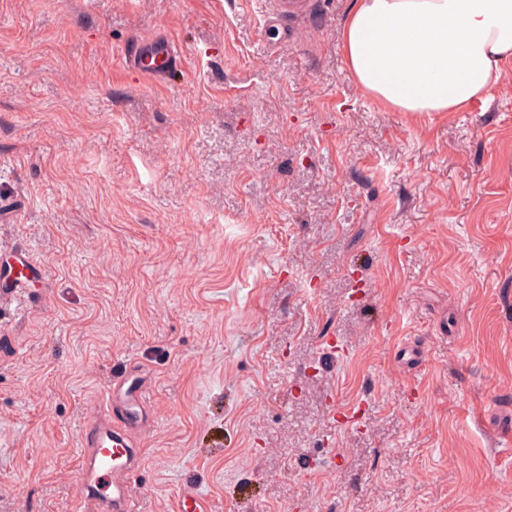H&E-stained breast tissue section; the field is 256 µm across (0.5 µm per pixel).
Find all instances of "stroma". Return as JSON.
<instances>
[{"label": "stroma", "mask_w": 512, "mask_h": 512, "mask_svg": "<svg viewBox=\"0 0 512 512\" xmlns=\"http://www.w3.org/2000/svg\"><path fill=\"white\" fill-rule=\"evenodd\" d=\"M303 3L0 0V262L44 271L0 290V512H78L129 362L135 512H512V62L394 112L353 0ZM160 37L152 82L124 56ZM177 512H213L211 500L192 484H185L176 500Z\"/></svg>", "instance_id": "obj_1"}]
</instances>
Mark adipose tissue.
<instances>
[{"mask_svg": "<svg viewBox=\"0 0 512 512\" xmlns=\"http://www.w3.org/2000/svg\"><path fill=\"white\" fill-rule=\"evenodd\" d=\"M357 84L395 112H461L512 60V0H354L341 29Z\"/></svg>", "mask_w": 512, "mask_h": 512, "instance_id": "obj_1", "label": "adipose tissue"}]
</instances>
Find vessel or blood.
<instances>
[{"label":"vessel or blood","mask_w":512,"mask_h":512,"mask_svg":"<svg viewBox=\"0 0 512 512\" xmlns=\"http://www.w3.org/2000/svg\"><path fill=\"white\" fill-rule=\"evenodd\" d=\"M168 43L160 42L129 55V67L155 78L175 65ZM37 273L25 254H16L8 271L11 287L23 286ZM152 426L141 369L127 365L113 374L100 401L86 415L80 430L79 512H134L132 484L141 467L138 435ZM176 512H213L210 499L191 484L184 485Z\"/></svg>","instance_id":"1"}]
</instances>
